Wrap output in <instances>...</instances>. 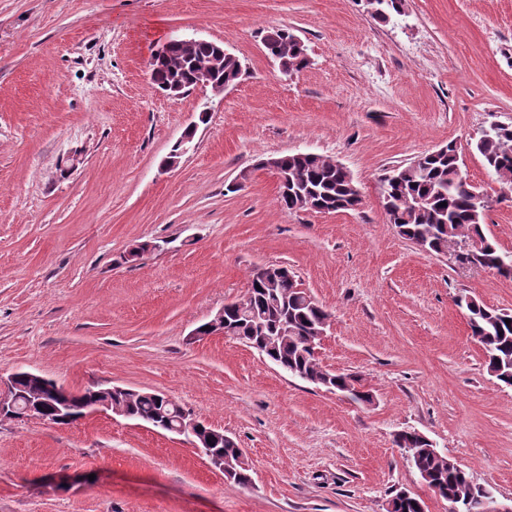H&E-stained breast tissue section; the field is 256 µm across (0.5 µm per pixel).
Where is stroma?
Listing matches in <instances>:
<instances>
[{
  "label": "stroma",
  "mask_w": 512,
  "mask_h": 512,
  "mask_svg": "<svg viewBox=\"0 0 512 512\" xmlns=\"http://www.w3.org/2000/svg\"><path fill=\"white\" fill-rule=\"evenodd\" d=\"M404 8L384 23L364 0H0V377L165 393L234 438L252 477L238 486L183 437L110 412L0 420V512H386L400 490L448 512L396 447L402 430L512 499V386L455 304L512 313V279L402 238L380 189L455 144L489 200L486 236L512 254V189L475 148L512 125V0ZM272 27L303 41L301 73L267 56ZM172 37L223 42L242 77L165 95L149 59ZM297 152L342 163L357 208H282L261 162ZM143 241L157 250L127 261ZM278 262L331 314L321 365L372 403L235 338H193Z\"/></svg>",
  "instance_id": "35a3bbf8"
}]
</instances>
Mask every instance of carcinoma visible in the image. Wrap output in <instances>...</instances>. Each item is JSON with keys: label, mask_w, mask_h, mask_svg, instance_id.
I'll return each mask as SVG.
<instances>
[{"label": "carcinoma", "mask_w": 512, "mask_h": 512, "mask_svg": "<svg viewBox=\"0 0 512 512\" xmlns=\"http://www.w3.org/2000/svg\"><path fill=\"white\" fill-rule=\"evenodd\" d=\"M404 0H376L372 4L373 16L387 22L403 12ZM263 45L268 56L298 73L308 65L303 48L294 40L287 28L267 31ZM215 48L199 43L190 53L179 43L169 44L151 80L158 88L180 81L194 86L196 73L211 66ZM242 72L231 58H224V68L213 77L215 82L234 84ZM487 167L504 183L512 185V128L496 125L481 132L475 144ZM279 168L288 173V196H280V204L288 210L298 209L300 197H311L321 211L338 212L356 194L355 182L349 171L333 159L313 153H293L279 157ZM383 207L388 222L398 233L415 245L438 255L448 254V243L467 238L480 239L482 249L471 259L480 268L496 271L505 278L512 277V269L498 265L502 253L496 241L486 237L482 229L485 208L481 206V193L467 182L461 171V158L453 144L418 156L391 170L381 179ZM445 206H440V203ZM468 312L472 335L482 347L488 373L505 385H512V314L492 309L477 298L464 304ZM288 314L292 333L279 336L283 314ZM330 318L328 311L305 292L298 290L295 275L279 278L268 286L251 277L242 308H229L224 312L226 335L248 344L261 336L268 338L266 354L281 369L293 377L307 376L311 383L322 378L323 369L309 346L310 328ZM47 419H52L54 408L67 403L74 412L85 396L72 392L53 382L39 387ZM112 405L125 410L127 417L154 428L178 426L183 408L159 392L135 391L112 393ZM205 431L195 433L189 443L201 446L205 454L236 461L238 444L228 443L221 437L203 441ZM405 447L410 463L417 473H426L427 486L441 497L453 496L469 505L465 512H478L481 486L448 456H436L420 443L416 431H404Z\"/></svg>", "instance_id": "obj_1"}]
</instances>
